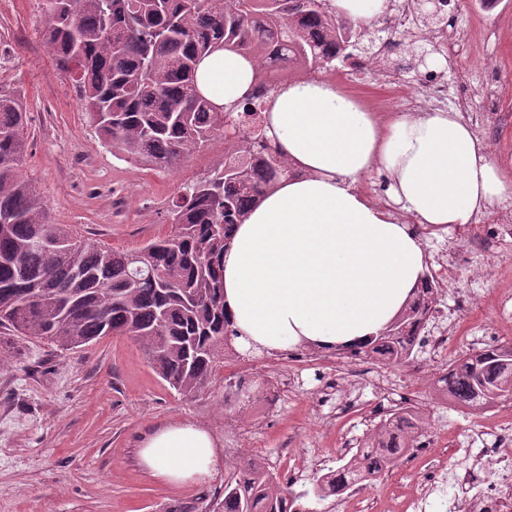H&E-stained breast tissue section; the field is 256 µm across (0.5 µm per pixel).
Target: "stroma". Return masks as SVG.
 Here are the masks:
<instances>
[{"instance_id": "obj_1", "label": "stroma", "mask_w": 512, "mask_h": 512, "mask_svg": "<svg viewBox=\"0 0 512 512\" xmlns=\"http://www.w3.org/2000/svg\"><path fill=\"white\" fill-rule=\"evenodd\" d=\"M478 11L485 28L478 53L444 50L436 67L419 60L432 48L424 31L372 28L353 59L334 61L323 75L384 122L402 111L408 95L421 110H437L423 90L433 74L512 87V0L485 10L477 0H457L450 27L470 25ZM44 20L40 0H0V47L7 50L0 79L13 82L27 104L25 170L52 220L124 251L169 234L168 210L180 187L223 160V137L213 136L165 172L114 156L44 48ZM384 39L391 48L377 67L373 59ZM422 244L428 257L445 253L466 269L453 289L474 292V323L486 325L491 300L512 289V271L492 264L471 280L480 256L458 228ZM415 358L425 363V375L415 376L405 364L353 360L342 350L306 345L255 356L228 352L216 377L184 395L169 388L131 337L107 336L62 352L0 327V512H215L242 458L276 474L301 512H356L348 494L314 498L313 479L342 465L356 440L393 409H425V423L418 448L369 485L372 499L387 485L410 489L437 468L457 467V447L498 443L483 433L484 416L433 394L432 381L447 361L423 348ZM176 419L198 423L220 441L224 463L204 483L165 485L137 464L143 436Z\"/></svg>"}]
</instances>
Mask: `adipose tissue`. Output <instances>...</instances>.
<instances>
[{
	"mask_svg": "<svg viewBox=\"0 0 512 512\" xmlns=\"http://www.w3.org/2000/svg\"><path fill=\"white\" fill-rule=\"evenodd\" d=\"M355 27L373 28L389 0H330ZM257 65L230 50L203 58L198 91L216 106L246 101ZM268 137L289 168L238 224L224 252V305L240 334L268 351L306 344L356 348L383 331L419 288L427 257L412 226L355 184L370 172L421 224H470L512 200V173L455 111L399 112L388 122L327 78H300L270 93ZM157 482L208 481L222 461L206 427L175 420L137 449Z\"/></svg>",
	"mask_w": 512,
	"mask_h": 512,
	"instance_id": "obj_1",
	"label": "adipose tissue"
}]
</instances>
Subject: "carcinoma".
<instances>
[{
  "label": "carcinoma",
  "instance_id": "carcinoma-1",
  "mask_svg": "<svg viewBox=\"0 0 512 512\" xmlns=\"http://www.w3.org/2000/svg\"><path fill=\"white\" fill-rule=\"evenodd\" d=\"M436 24L434 0H415ZM43 44L68 75L102 142L136 166L166 170L224 136V161L182 187L168 211L174 231L135 251L114 250L51 220L24 170L27 112L0 83V327L61 350L130 336L173 389L192 393L215 376L227 338H238L223 304L222 257L233 228L286 172L266 134L255 92L224 110L198 94L194 73L209 53L231 50L278 69H327L358 39L328 0H42ZM422 279L404 310L361 346L389 364L409 360L411 329L428 309ZM444 389L484 412L512 398V347L460 357ZM417 417L396 410L335 471L316 479L319 500L397 465L417 447ZM296 499L257 460L224 485L222 512H299Z\"/></svg>",
  "mask_w": 512,
  "mask_h": 512
}]
</instances>
